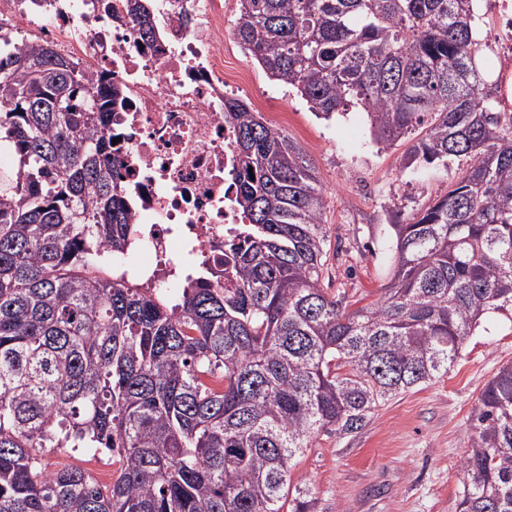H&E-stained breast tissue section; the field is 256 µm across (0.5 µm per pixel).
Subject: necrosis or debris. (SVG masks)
I'll return each mask as SVG.
<instances>
[{"label": "necrosis or debris", "mask_w": 512, "mask_h": 512, "mask_svg": "<svg viewBox=\"0 0 512 512\" xmlns=\"http://www.w3.org/2000/svg\"><path fill=\"white\" fill-rule=\"evenodd\" d=\"M153 2L161 26L149 43L125 23L127 0H0V34L16 49L54 43L118 87L112 155L141 227L137 278L159 285L197 259L221 261L241 221L224 100L246 76L224 69V0Z\"/></svg>", "instance_id": "necrosis-or-debris-1"}]
</instances>
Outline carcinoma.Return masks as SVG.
<instances>
[{
  "label": "carcinoma",
  "instance_id": "obj_1",
  "mask_svg": "<svg viewBox=\"0 0 512 512\" xmlns=\"http://www.w3.org/2000/svg\"><path fill=\"white\" fill-rule=\"evenodd\" d=\"M477 0H239L233 35L329 119L359 107L407 169L466 162L448 193L390 225L392 273L353 311L321 285L323 193L286 133L224 101L242 223L178 288L116 266L137 240L112 159V85L48 44L0 51V512H314L290 487L320 432L448 374L512 316V112L479 69ZM128 22L156 38L150 0ZM460 512H512V361L481 391ZM105 452L109 486L49 471ZM50 470L63 467H80L91 474L101 485H110L118 476L117 465L107 456L72 451L70 448H57L45 456ZM104 464V465H103ZM107 465V466H105Z\"/></svg>",
  "mask_w": 512,
  "mask_h": 512
}]
</instances>
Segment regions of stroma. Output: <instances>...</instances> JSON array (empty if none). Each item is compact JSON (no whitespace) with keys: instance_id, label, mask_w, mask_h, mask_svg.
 <instances>
[{"instance_id":"stroma-1","label":"stroma","mask_w":512,"mask_h":512,"mask_svg":"<svg viewBox=\"0 0 512 512\" xmlns=\"http://www.w3.org/2000/svg\"><path fill=\"white\" fill-rule=\"evenodd\" d=\"M499 0H483L481 68L512 77L500 36ZM224 68L242 70L241 97H265L288 108L287 134L305 152L324 193L327 262L322 285L348 309L376 301L393 260L389 227L448 191L460 167L403 166L408 148L374 143L365 112L352 108L329 120L315 116L296 91L271 82L240 45ZM512 361V322L492 317L471 337L448 375L378 407L358 433H320L291 463L293 483L309 486L317 512H459L460 463L471 444L477 399L497 369ZM49 469L79 467L100 484L118 476L108 457L68 448L46 454Z\"/></svg>"}]
</instances>
